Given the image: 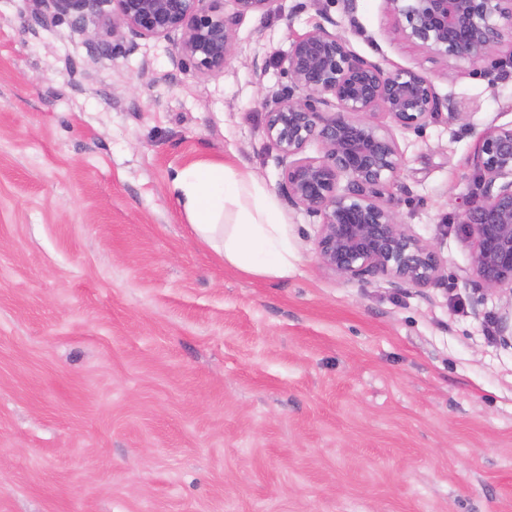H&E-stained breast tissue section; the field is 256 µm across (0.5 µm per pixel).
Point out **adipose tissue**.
<instances>
[{
	"label": "adipose tissue",
	"instance_id": "adipose-tissue-1",
	"mask_svg": "<svg viewBox=\"0 0 512 512\" xmlns=\"http://www.w3.org/2000/svg\"><path fill=\"white\" fill-rule=\"evenodd\" d=\"M170 192L193 234L225 264L260 277L294 271L296 252L278 200L251 170L199 161L174 171Z\"/></svg>",
	"mask_w": 512,
	"mask_h": 512
}]
</instances>
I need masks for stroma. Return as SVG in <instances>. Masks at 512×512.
Masks as SVG:
<instances>
[{"label": "stroma", "instance_id": "obj_1", "mask_svg": "<svg viewBox=\"0 0 512 512\" xmlns=\"http://www.w3.org/2000/svg\"><path fill=\"white\" fill-rule=\"evenodd\" d=\"M329 19L466 113L395 132L397 211L446 285L345 281L285 203L296 268L253 276L172 198L205 159L277 191L260 93L291 35ZM74 20L0 0V512H512V347L493 325L512 294L475 297L462 224L478 135L512 124V66L432 59L383 0H278L212 76L174 70L175 34L94 56Z\"/></svg>", "mask_w": 512, "mask_h": 512}]
</instances>
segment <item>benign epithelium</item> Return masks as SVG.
<instances>
[{
  "instance_id": "benign-epithelium-1",
  "label": "benign epithelium",
  "mask_w": 512,
  "mask_h": 512,
  "mask_svg": "<svg viewBox=\"0 0 512 512\" xmlns=\"http://www.w3.org/2000/svg\"><path fill=\"white\" fill-rule=\"evenodd\" d=\"M36 0L54 15L78 14L74 31L93 53L127 56L138 41L180 35L172 59L179 70L202 76L224 71L244 16L271 11L278 0ZM396 31L433 59L455 65L495 57L512 37V0H384ZM96 29L88 35L87 16ZM281 81L261 88L264 135L277 151L279 190L288 205L318 220L320 264L346 281L383 277L396 288L445 282L436 247L404 227L392 189L404 164L393 129L420 133L448 110L450 122L466 113L442 99L432 80L411 68L387 69L354 50L322 24L291 38L279 59ZM316 142L320 156L305 155ZM479 187L463 224L472 246L474 290L512 293V125L487 126L473 158ZM495 333L512 346V310Z\"/></svg>"
}]
</instances>
